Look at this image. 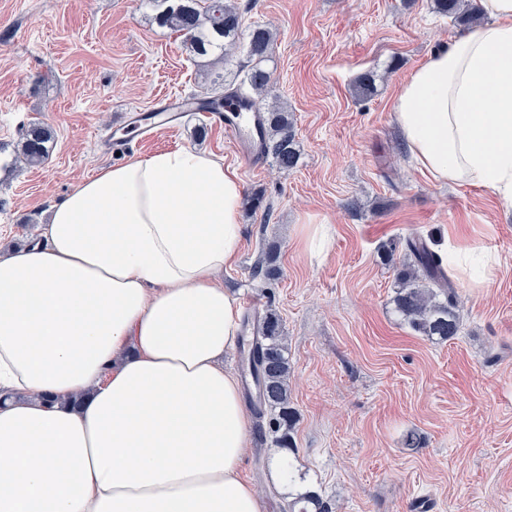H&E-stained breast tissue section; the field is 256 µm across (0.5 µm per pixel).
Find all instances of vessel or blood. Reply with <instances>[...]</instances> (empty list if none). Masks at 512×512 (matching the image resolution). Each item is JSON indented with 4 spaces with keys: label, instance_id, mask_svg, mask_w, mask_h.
Segmentation results:
<instances>
[{
    "label": "vessel or blood",
    "instance_id": "b4317fda",
    "mask_svg": "<svg viewBox=\"0 0 512 512\" xmlns=\"http://www.w3.org/2000/svg\"><path fill=\"white\" fill-rule=\"evenodd\" d=\"M196 104L190 98H177L168 94L158 95L149 115L132 110L126 112L118 126V137L108 144L110 152H125L130 144L149 142L158 135L174 130V121L184 112L194 111ZM213 118L224 126V133L230 138L238 157L248 166L256 167L264 155V123L261 113L254 108L235 102H224L213 111Z\"/></svg>",
    "mask_w": 512,
    "mask_h": 512
}]
</instances>
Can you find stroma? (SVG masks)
I'll return each instance as SVG.
<instances>
[{
  "instance_id": "obj_1",
  "label": "stroma",
  "mask_w": 512,
  "mask_h": 512,
  "mask_svg": "<svg viewBox=\"0 0 512 512\" xmlns=\"http://www.w3.org/2000/svg\"><path fill=\"white\" fill-rule=\"evenodd\" d=\"M246 24L277 31L271 93L300 151L288 173L246 167L223 128L193 112L133 157L202 151L238 174L242 243L224 286L280 315L291 364L294 464L332 512H512V204L492 189L437 181L394 120L411 73L465 27L430 0H237ZM374 72L370 97L353 92ZM210 60L159 27L140 0H0V249L34 241L51 207L99 169L103 142L158 92L210 86ZM53 128L48 160L15 159L24 125ZM452 256L458 335L412 331L393 311L405 243ZM278 244L279 278L252 270ZM418 447L404 446L407 433ZM251 433L241 475L282 512L278 455Z\"/></svg>"
}]
</instances>
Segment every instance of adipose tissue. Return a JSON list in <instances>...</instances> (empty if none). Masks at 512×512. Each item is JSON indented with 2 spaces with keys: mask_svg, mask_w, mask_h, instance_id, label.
<instances>
[{
  "mask_svg": "<svg viewBox=\"0 0 512 512\" xmlns=\"http://www.w3.org/2000/svg\"><path fill=\"white\" fill-rule=\"evenodd\" d=\"M412 72L393 110L420 169L512 202V0ZM242 186L194 150L99 170L36 245L0 252V512H264L224 367Z\"/></svg>",
  "mask_w": 512,
  "mask_h": 512,
  "instance_id": "1",
  "label": "adipose tissue"
}]
</instances>
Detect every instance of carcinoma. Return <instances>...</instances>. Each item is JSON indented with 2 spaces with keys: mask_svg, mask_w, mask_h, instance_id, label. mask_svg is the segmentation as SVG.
Returning a JSON list of instances; mask_svg holds the SVG:
<instances>
[{
  "mask_svg": "<svg viewBox=\"0 0 512 512\" xmlns=\"http://www.w3.org/2000/svg\"><path fill=\"white\" fill-rule=\"evenodd\" d=\"M153 11L154 21L184 38L190 52L198 58L214 57L230 60L242 52L247 65L240 67L243 77L221 83L224 92L212 90L201 100L207 105H221L228 99L254 105L264 115L266 126L265 154L281 172L297 167L293 119L288 110L277 104L264 103L271 83L265 67L275 41L268 26L249 28L243 13L227 0H141ZM435 8L457 22L466 24L477 18V8H464L462 0H434ZM54 141L52 128L39 121L25 127L18 144L19 154L30 165H40ZM407 262L397 274L398 290L394 298L396 310L416 333L448 341L457 336L460 317L453 282L446 273L441 256L421 238L406 241ZM274 252L265 254L252 272V277L271 282L279 275ZM282 321L269 309L258 321L256 335L242 344L243 362L251 367L261 383V400L254 406L264 421L272 443L277 448L294 449L292 430L294 411L288 397L290 364L283 345ZM286 512H331L330 503L318 489L309 486L292 496L284 506Z\"/></svg>",
  "mask_w": 512,
  "mask_h": 512,
  "instance_id": "cac0c4a2",
  "label": "carcinoma"
}]
</instances>
